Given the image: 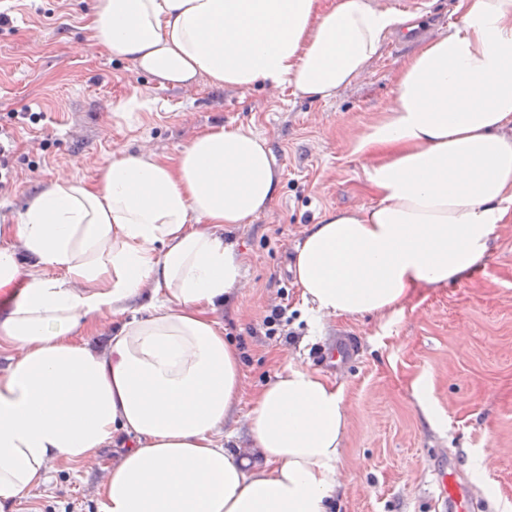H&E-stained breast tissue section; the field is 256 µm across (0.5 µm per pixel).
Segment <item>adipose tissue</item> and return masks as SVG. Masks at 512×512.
I'll use <instances>...</instances> for the list:
<instances>
[{
  "label": "adipose tissue",
  "instance_id": "obj_1",
  "mask_svg": "<svg viewBox=\"0 0 512 512\" xmlns=\"http://www.w3.org/2000/svg\"><path fill=\"white\" fill-rule=\"evenodd\" d=\"M453 32L399 67L392 106L355 142L377 204L325 211L291 265L311 316L401 314L455 282L512 223V0H461ZM397 20L368 0H94L95 45L159 85L259 82L328 99L377 59ZM280 185L266 137L213 126L176 156L116 155L95 182L60 176L0 248V508L54 461L124 452L105 512H333L348 414L321 375L284 365L255 394L249 443L229 447L238 349L213 314L242 285L233 226ZM25 254L36 271L23 275ZM148 297L146 314L130 317ZM106 343L82 335L104 312Z\"/></svg>",
  "mask_w": 512,
  "mask_h": 512
}]
</instances>
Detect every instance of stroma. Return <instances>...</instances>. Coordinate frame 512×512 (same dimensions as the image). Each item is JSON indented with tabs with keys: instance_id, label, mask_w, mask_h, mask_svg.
Returning <instances> with one entry per match:
<instances>
[{
	"instance_id": "35a3bbf8",
	"label": "stroma",
	"mask_w": 512,
	"mask_h": 512,
	"mask_svg": "<svg viewBox=\"0 0 512 512\" xmlns=\"http://www.w3.org/2000/svg\"><path fill=\"white\" fill-rule=\"evenodd\" d=\"M92 0H0L12 22L0 28V126L15 112L43 113L14 129L13 180L0 192V247L26 202L58 175L94 181L120 152L173 156L214 125L265 136L280 172L271 206L231 233L246 255L243 284L216 314L242 356L243 389L228 429L246 445L254 392L286 363L340 387L348 414L335 512H434L433 470L445 464L472 486V512H512V223L492 236L484 261L455 283L422 288L392 322L369 316L308 320L288 269L306 226L327 209L376 204L356 134L394 100V75L419 46L382 41L379 57L326 100L291 87L216 89L206 79L160 88L90 39ZM137 101L130 116L121 102ZM289 337H267L273 306ZM336 346L335 362L316 359ZM439 426H432L428 414ZM119 450L55 465L46 485L5 512H103L96 493Z\"/></svg>"
}]
</instances>
